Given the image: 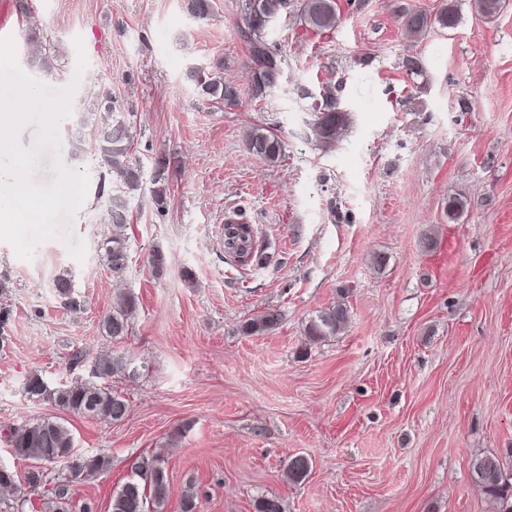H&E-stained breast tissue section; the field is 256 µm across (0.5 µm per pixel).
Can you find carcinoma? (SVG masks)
I'll return each mask as SVG.
<instances>
[{"label": "carcinoma", "instance_id": "carcinoma-1", "mask_svg": "<svg viewBox=\"0 0 512 512\" xmlns=\"http://www.w3.org/2000/svg\"><path fill=\"white\" fill-rule=\"evenodd\" d=\"M289 0H242L244 39L248 61L251 65V99L262 103L280 85L284 73L285 56L278 45L269 39L270 28L288 9ZM340 0H304L300 20L305 28L314 33H323L336 28L341 20ZM460 16L452 3L444 4L435 15L412 11L401 16L402 28L414 37L421 36L432 25L451 29L459 24ZM30 67L42 72L53 68V57L42 50L30 54ZM223 65L194 67L187 78L195 84L201 94L215 98L224 107L232 109L239 105V90L224 81ZM353 122L351 112L339 108L334 91L327 89L312 105V121L307 123V138L321 148H328L336 141L338 133ZM133 134L131 126L123 117L113 112L112 100H107L97 120V133L91 149H86L81 133L72 141L73 154L79 156L93 152L98 165L110 176L112 192L105 212V221L111 233L100 243V253L112 276L125 275L129 263L127 225L129 224L130 200L143 190L144 170L132 157ZM246 151L267 164L280 162L284 155V141L271 131L260 127L246 130ZM171 166L168 157L154 159L151 175V196L155 209L165 211L167 206V175ZM232 224H224V252L237 253L238 244L244 243L249 256H257L254 235L241 242L231 233ZM55 295L67 307H77L73 297L74 280L69 271L58 274L53 282ZM137 311L136 296L122 292L115 298L112 310L102 320L104 334L112 339L128 335ZM349 308L345 300H339L312 317L305 329L307 341L321 342L342 332L349 322ZM281 321V313L268 309L249 318L241 325L243 334L253 336L275 328ZM131 362L122 355L103 354L95 358V373L98 379L115 375L133 374ZM31 400L48 401L55 406L107 423L122 420L129 412L127 400L104 385L92 380H77L63 387L52 388L43 378L34 374L24 386ZM10 451L18 460L45 464H59L61 468L51 487L42 491V500L50 512H92L95 503L85 499L75 500L70 493L73 482L81 476H90L109 466V460L101 455H86L75 448L74 437L61 419L43 417L9 429L7 435ZM310 461L303 455L288 459L287 472L294 483L302 482L310 471ZM472 482L495 503L499 512H512V448L505 454L479 456L470 464ZM170 497V483L166 474L165 459L158 456L141 458L134 465L133 476L113 492L109 501V512H164Z\"/></svg>", "mask_w": 512, "mask_h": 512}]
</instances>
